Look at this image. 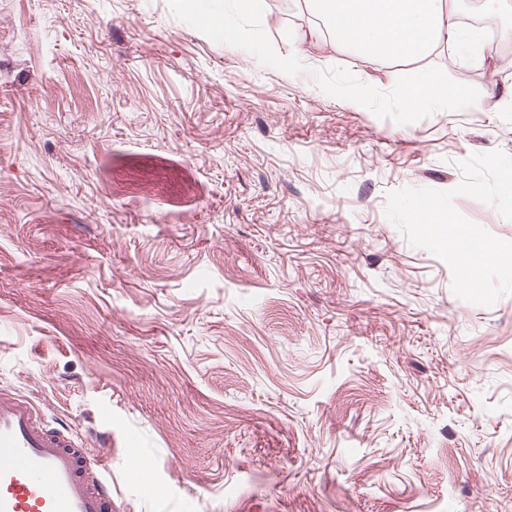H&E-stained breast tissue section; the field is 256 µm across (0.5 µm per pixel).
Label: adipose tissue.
I'll use <instances>...</instances> for the list:
<instances>
[{
  "instance_id": "adipose-tissue-1",
  "label": "adipose tissue",
  "mask_w": 512,
  "mask_h": 512,
  "mask_svg": "<svg viewBox=\"0 0 512 512\" xmlns=\"http://www.w3.org/2000/svg\"><path fill=\"white\" fill-rule=\"evenodd\" d=\"M325 31L376 60L418 59L437 48L476 50L480 32L462 28L456 0H304Z\"/></svg>"
}]
</instances>
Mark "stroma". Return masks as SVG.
Returning <instances> with one entry per match:
<instances>
[{"instance_id": "35a3bbf8", "label": "stroma", "mask_w": 512, "mask_h": 512, "mask_svg": "<svg viewBox=\"0 0 512 512\" xmlns=\"http://www.w3.org/2000/svg\"><path fill=\"white\" fill-rule=\"evenodd\" d=\"M261 25L305 73L169 0H0V387L107 457L115 512H512V295L460 299L384 214L512 154V73L398 124L311 70L386 91L454 50L377 61L301 0Z\"/></svg>"}]
</instances>
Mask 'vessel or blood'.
I'll list each match as a JSON object with an SVG mask.
<instances>
[{
    "label": "vessel or blood",
    "mask_w": 512,
    "mask_h": 512,
    "mask_svg": "<svg viewBox=\"0 0 512 512\" xmlns=\"http://www.w3.org/2000/svg\"><path fill=\"white\" fill-rule=\"evenodd\" d=\"M107 460L36 405L0 390V512H112Z\"/></svg>",
    "instance_id": "obj_1"
}]
</instances>
